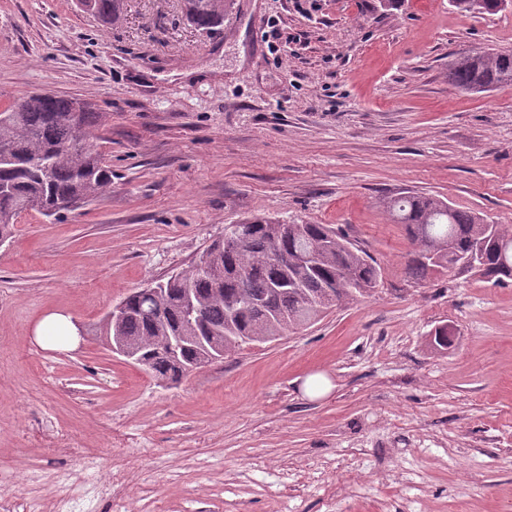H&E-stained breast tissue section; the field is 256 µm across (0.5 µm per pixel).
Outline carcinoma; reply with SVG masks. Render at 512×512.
<instances>
[{"instance_id":"obj_1","label":"carcinoma","mask_w":512,"mask_h":512,"mask_svg":"<svg viewBox=\"0 0 512 512\" xmlns=\"http://www.w3.org/2000/svg\"><path fill=\"white\" fill-rule=\"evenodd\" d=\"M184 16L210 32L224 23L234 0H183ZM462 13H495L497 0H450ZM102 22L121 14L123 0H81ZM448 81L474 93L512 85V53L479 51L448 64ZM79 101L54 94L37 97L20 112L0 110V242L28 211L63 212L60 203L84 207L112 186V169L96 148L93 130L103 113L89 105L71 124L64 117ZM416 244L408 272L418 281L442 272L474 273L486 282L512 281V230L452 207L437 196H403L384 202ZM241 238L213 241L189 269L125 298L126 314L101 327L136 350L138 365L159 381L176 384L209 362L208 353L229 354L265 343L298 326L314 324L343 303L370 296L382 279L377 261L331 224H295L284 233L275 218L240 221ZM191 292L201 320L183 304ZM169 336L190 341L172 361L163 351ZM430 345L451 346L448 326L431 332Z\"/></svg>"}]
</instances>
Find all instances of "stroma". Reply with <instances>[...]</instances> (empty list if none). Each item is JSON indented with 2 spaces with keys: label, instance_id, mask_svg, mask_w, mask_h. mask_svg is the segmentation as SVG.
<instances>
[{
  "label": "stroma",
  "instance_id": "obj_1",
  "mask_svg": "<svg viewBox=\"0 0 512 512\" xmlns=\"http://www.w3.org/2000/svg\"><path fill=\"white\" fill-rule=\"evenodd\" d=\"M182 7L125 0L106 25L0 0V103H89L112 168L97 201L22 213L0 243V504L59 512L83 468L86 512H512V285L418 283L383 205L430 194L512 225V87L448 82L455 57L512 52V9L236 0L206 33ZM255 217L342 227L377 294L172 386L103 345L109 306ZM51 312L74 347L36 343Z\"/></svg>",
  "mask_w": 512,
  "mask_h": 512
}]
</instances>
